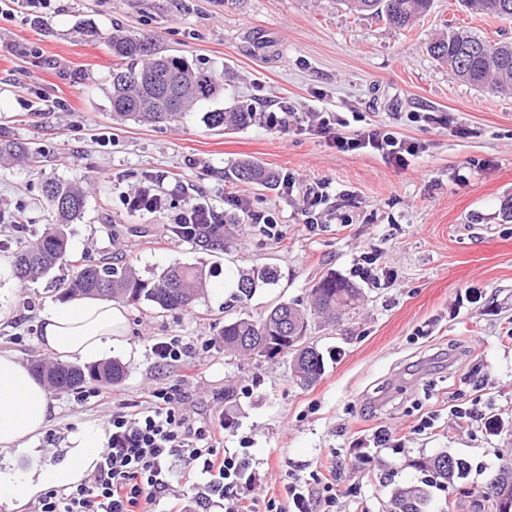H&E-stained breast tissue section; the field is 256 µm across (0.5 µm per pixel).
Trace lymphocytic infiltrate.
<instances>
[{
  "instance_id": "obj_1",
  "label": "lymphocytic infiltrate",
  "mask_w": 512,
  "mask_h": 512,
  "mask_svg": "<svg viewBox=\"0 0 512 512\" xmlns=\"http://www.w3.org/2000/svg\"><path fill=\"white\" fill-rule=\"evenodd\" d=\"M347 124L334 112L314 113L311 122L344 152L369 148L403 166L419 150L416 143L378 128L359 130L352 138L341 136L339 130ZM223 436V424L191 425L173 394L154 389L137 411L113 413L92 473L69 491L46 492L35 512H181L163 501L174 481L195 489L197 504L217 500L224 512H287L282 497L257 502L253 491L261 480L259 471L246 450L219 449ZM175 458L182 459L181 470H173Z\"/></svg>"
}]
</instances>
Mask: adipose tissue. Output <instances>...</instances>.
I'll list each match as a JSON object with an SVG mask.
<instances>
[{"instance_id":"1","label":"adipose tissue","mask_w":512,"mask_h":512,"mask_svg":"<svg viewBox=\"0 0 512 512\" xmlns=\"http://www.w3.org/2000/svg\"><path fill=\"white\" fill-rule=\"evenodd\" d=\"M126 310L102 299L88 298L69 305H50L41 314V340L64 359L94 360L111 353L125 335ZM52 411L46 386L13 353L0 352V453L25 448L43 433ZM70 465L39 475L0 472V491L24 504L51 488L80 484L94 470L105 438L84 428L71 439Z\"/></svg>"}]
</instances>
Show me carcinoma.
Listing matches in <instances>:
<instances>
[{"label": "carcinoma", "mask_w": 512, "mask_h": 512, "mask_svg": "<svg viewBox=\"0 0 512 512\" xmlns=\"http://www.w3.org/2000/svg\"><path fill=\"white\" fill-rule=\"evenodd\" d=\"M337 3L352 14L371 15L397 30L410 28L432 7V0H337ZM463 3L474 15L512 19V0H463ZM108 44L124 61L122 66L112 69L110 102L112 114L117 118L142 123L174 120L224 91L223 81L214 72L193 67L182 57L159 54L151 39L144 35L118 31L109 37ZM427 52L467 84L496 93H512V41H491L458 28L432 39ZM252 118V109L243 106L207 113V123L213 128H244ZM40 157L38 148L0 131V159L35 165ZM230 178L236 183L266 186L275 181V173L255 161L244 160L232 169ZM42 193L54 218L52 226L33 242L9 251L12 275L21 282L34 281L68 263L66 229L82 217L87 205L86 192L71 183L48 181ZM191 243L208 251H222L224 229L218 224H200ZM72 269L71 278L55 282V288L65 298H110L134 305L144 303L163 311L188 309L205 284L202 268L180 263L169 266L154 278L140 276L130 265L77 260ZM275 282L277 272L270 267L243 271L236 284V299L240 303L247 301L257 289ZM357 295L353 283L330 275L312 288L310 308L317 314L334 317L339 310L352 305ZM285 309L301 324L308 320L307 310L284 302L260 319L233 318L224 322L221 331L224 349L253 355L254 345L263 340L266 356L274 358L289 353L279 315ZM293 362L296 377L304 385L316 383L323 374L324 357L316 349L293 352ZM32 370L54 389L64 392L79 390L89 383L118 384L126 374L125 366L118 361L84 370L63 361L35 360ZM419 468L434 479L453 485L465 478L468 463L461 457L442 453L425 459ZM494 480V484L485 487L483 496L494 502L495 512H503L504 500L512 502V461L498 467ZM429 500V492L422 486L399 489L393 496L403 512H428Z\"/></svg>", "instance_id": "cac0c4a2"}]
</instances>
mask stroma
Masks as SVG:
<instances>
[{
  "label": "stroma",
  "mask_w": 512,
  "mask_h": 512,
  "mask_svg": "<svg viewBox=\"0 0 512 512\" xmlns=\"http://www.w3.org/2000/svg\"><path fill=\"white\" fill-rule=\"evenodd\" d=\"M450 26L512 40V20L472 15L460 0H433L407 31L334 0H51L36 13L0 18V125L39 147L37 167L0 161V209H23L28 233L0 225L18 244L42 234L52 217L41 188L79 183L83 217L68 227V252L132 264L150 278L175 263L198 266L206 287L185 310L126 308V334L112 349L126 368L94 397L52 391L55 408L36 452L0 456V470L26 474L67 463L71 433L104 429L113 411H134L167 388L196 425L231 411L224 447L247 449L264 482L258 496H283L290 483L321 487L315 474L336 471L334 512H387L393 493L423 485L419 461L440 453L465 458L459 494L429 487L428 512H495L478 491L512 460V95L468 85L439 65L427 43ZM120 27L150 34L157 49L224 77V94L176 121L147 125L111 119L108 90L120 59L105 38ZM243 102L261 113L337 112L390 128L420 152L407 166L378 152H342L299 121L285 131L261 121L218 131L206 112ZM254 160L293 188L235 184L224 172ZM161 177L176 206L203 193L225 213L246 215L221 252H202L172 236L170 213H127L122 198ZM330 185L318 225L304 224L306 188ZM281 237L263 229V216ZM393 272L376 286L358 277L363 254ZM274 266L276 285L234 300L237 272ZM69 266L22 283L0 275V351L23 363L55 361L41 342L40 314L63 304L55 279ZM347 279L358 301L333 323L311 316L307 335L326 357L320 380L296 379L291 356L243 357L226 351V319L264 315L281 302L308 306L326 275ZM175 336L194 347L179 362L157 361L151 347ZM480 411V420L461 417ZM434 419L431 428L422 417ZM386 431L387 446L358 456ZM426 485V484H425Z\"/></svg>",
  "instance_id": "35a3bbf8"
}]
</instances>
